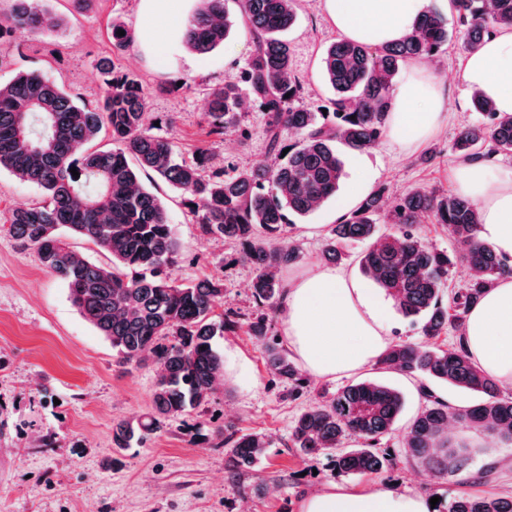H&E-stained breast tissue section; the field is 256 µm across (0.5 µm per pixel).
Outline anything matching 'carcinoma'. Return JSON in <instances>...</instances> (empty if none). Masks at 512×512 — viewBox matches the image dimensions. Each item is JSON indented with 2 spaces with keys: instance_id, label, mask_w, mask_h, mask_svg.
<instances>
[{
  "instance_id": "cac0c4a2",
  "label": "carcinoma",
  "mask_w": 512,
  "mask_h": 512,
  "mask_svg": "<svg viewBox=\"0 0 512 512\" xmlns=\"http://www.w3.org/2000/svg\"><path fill=\"white\" fill-rule=\"evenodd\" d=\"M226 0H196L182 42L206 54L224 45L233 26ZM252 42L247 64L225 78L208 96L207 136L220 137L237 125L236 109L247 95L264 117L274 167L226 169L201 149L192 161L176 155L173 143L152 132L151 91L135 76L100 61L105 91L95 104L76 100L63 86L38 72H20L0 82V171L44 192L36 203L9 211L4 231L20 248L35 251L41 266L67 281L80 314L112 345L124 364L148 360L158 366L150 409L112 425V447L143 444L167 421L210 400L224 377V356L216 340L236 321L216 315L221 284L209 277L192 284L174 275L179 246L167 208L143 178L152 175L179 190L195 206L203 235L233 241L255 270L250 288L255 301L270 308L283 296L280 272L297 262L294 248L272 239L290 223L336 196L344 179L340 149L364 152L388 132L392 91L400 71L432 61L450 42L448 23L428 11L401 41L376 48L349 40L331 43L322 57L325 81L335 93L331 110L310 112L298 104L302 82L294 73L291 48L282 33L296 19V0H238ZM467 51L500 30H512V0H452ZM61 15L44 0H11L0 12V40L16 30L35 38L63 26ZM125 35H120V31ZM112 45L124 49L133 35L123 21L109 24ZM474 111L484 121L461 126L452 149L463 160H489L512 154V115L495 111L479 93ZM298 136L291 143L288 135ZM112 148L95 149L101 136ZM79 176H73L71 169ZM389 186L380 184L331 228L321 249L326 263L341 261L348 241H367L359 258L361 273L382 290L403 316L420 324L425 341L391 345L379 365L419 383L423 407L404 429L405 454L436 480L454 477L463 487L484 478L470 471L471 452L453 448L448 425L486 429L512 441V395L470 358L464 344L469 308L512 266L478 240L477 205L454 190L411 188L385 208ZM428 217L463 249L465 277L455 287L448 271L456 256L427 244L415 226ZM392 232L378 235V224ZM91 240L112 264L90 262L68 242ZM450 331L457 344L443 349L434 340ZM261 344L270 373L302 390L299 371L265 317L249 324ZM441 382L482 395L467 410L451 409L429 384ZM403 407L396 389L376 381L347 385L330 398L301 411L291 426V447L310 455L336 452L334 469L347 475L376 474L386 465L378 446L391 435ZM359 440L355 448L346 441ZM234 466L247 469L270 447L261 433L224 434ZM437 512H512V496H481L462 491Z\"/></svg>"
}]
</instances>
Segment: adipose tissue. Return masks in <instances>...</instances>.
<instances>
[{
  "mask_svg": "<svg viewBox=\"0 0 512 512\" xmlns=\"http://www.w3.org/2000/svg\"><path fill=\"white\" fill-rule=\"evenodd\" d=\"M189 0H139L137 38L143 50L167 62L173 39L191 16ZM337 32L380 46L410 33L426 7L447 12L449 0H323ZM464 82L512 114V31L487 38L462 64ZM448 122L442 81L425 66L413 67L393 92L389 134L407 145L431 137ZM454 188L480 211L479 240L512 262V170L463 161ZM289 353L312 376L333 379L375 365L390 345L385 304L373 288L330 267L289 281L279 309ZM465 344L475 364L512 386V277L500 278L466 318ZM299 512H435L429 498L396 486L353 488L327 483L305 494Z\"/></svg>",
  "mask_w": 512,
  "mask_h": 512,
  "instance_id": "1",
  "label": "adipose tissue"
}]
</instances>
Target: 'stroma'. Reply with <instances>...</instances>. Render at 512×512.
<instances>
[{
  "label": "stroma",
  "mask_w": 512,
  "mask_h": 512,
  "mask_svg": "<svg viewBox=\"0 0 512 512\" xmlns=\"http://www.w3.org/2000/svg\"><path fill=\"white\" fill-rule=\"evenodd\" d=\"M138 3L93 0L88 9L78 10L70 0H47L63 15L64 29L37 40L14 33L11 49L0 56V82L37 70L93 103L105 89L96 68L97 59L105 57L152 88L154 116H174V124L158 132L172 140L181 157L193 159L204 147L239 167L275 165L266 149L263 116L251 100H244L239 117L247 137H240V131L217 140L205 135L210 89L223 84L229 69L244 66L251 54L236 0L227 2L236 25L223 47L200 56L179 45L163 67L138 45L119 50L108 38L107 25L115 17L136 29ZM446 19L452 41L429 69L447 86V125L407 146L387 137L371 151L343 152L346 176L365 161L375 183L390 184L396 194L416 186L452 188L457 129L482 116L473 111L472 91L461 76L465 53L456 39L457 16L451 12ZM284 37L303 81L301 104L312 112L329 107L334 92L323 77L321 59L338 33L323 0H298L296 20ZM161 81L173 84L174 92H155ZM154 191L165 202L180 244L176 277L185 283L203 276L220 281L224 292L216 300V313L240 317L218 349L237 354L241 374L225 378L208 403L169 422L144 446L113 447V422L150 408L156 365H118L109 341L72 304L68 284L0 232V512H298L303 495L329 481L362 488L393 482L429 498L455 496L460 490L455 479L432 480L405 457L396 434L381 442L388 455L385 469L365 476L336 473L330 454L310 459L291 448L295 416L323 396L374 379L403 394L402 418L407 421L421 407L415 384L376 366L334 379L306 373L301 397L290 398L287 385L270 374L260 345L248 333V322L260 315L268 319L272 334H280L281 327L278 312L257 307L250 290L253 270L238 259V246L203 236L191 205L165 182H156ZM336 212L330 200L284 226L277 243L296 248L300 259L283 270V280L318 266ZM227 428L267 435L271 446L266 456L252 468L234 470L222 444Z\"/></svg>",
  "instance_id": "35a3bbf8"
}]
</instances>
